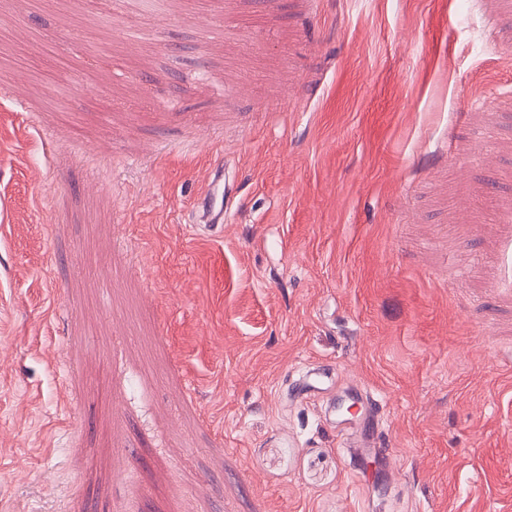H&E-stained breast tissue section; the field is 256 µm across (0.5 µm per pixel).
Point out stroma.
<instances>
[{
	"label": "stroma",
	"instance_id": "obj_1",
	"mask_svg": "<svg viewBox=\"0 0 512 512\" xmlns=\"http://www.w3.org/2000/svg\"><path fill=\"white\" fill-rule=\"evenodd\" d=\"M1 83L0 512H512V0H0ZM227 189L224 167H217L212 181L211 192L201 197L196 205L198 217L203 219L210 227L218 228L224 223V215L229 210L230 202L227 196ZM219 198H221L220 203L218 202ZM368 425V430L364 429ZM379 428H383V421L378 414V408L370 406L365 418L362 420V427L358 436V443L353 448H358L359 455L362 456L378 447Z\"/></svg>",
	"mask_w": 512,
	"mask_h": 512
}]
</instances>
